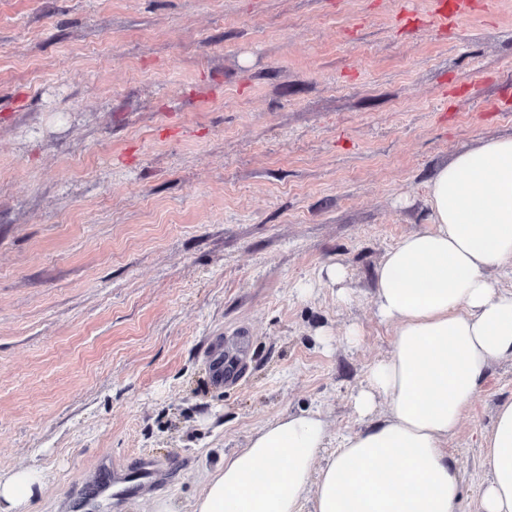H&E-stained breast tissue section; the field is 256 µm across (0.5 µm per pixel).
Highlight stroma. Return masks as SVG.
<instances>
[{
	"instance_id": "1",
	"label": "stroma",
	"mask_w": 512,
	"mask_h": 512,
	"mask_svg": "<svg viewBox=\"0 0 512 512\" xmlns=\"http://www.w3.org/2000/svg\"><path fill=\"white\" fill-rule=\"evenodd\" d=\"M436 6L0 0V473L42 472L27 512H79L100 458L137 455L178 467L87 512H192L281 415L320 411L332 449L359 429L394 340L376 267L439 168L512 136V0L442 28ZM212 339L244 346L239 383L213 385ZM509 399L511 360L448 440L463 507Z\"/></svg>"
}]
</instances>
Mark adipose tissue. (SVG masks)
<instances>
[{
	"mask_svg": "<svg viewBox=\"0 0 512 512\" xmlns=\"http://www.w3.org/2000/svg\"><path fill=\"white\" fill-rule=\"evenodd\" d=\"M428 204V228L375 271L372 302L394 341L352 397L361 428L330 452L320 413L280 416L205 474L193 512H460L446 444L489 367L512 361V289L489 278L512 268V137L458 152ZM483 466L473 512H512V400L496 410ZM42 484L34 468L0 475V512H20Z\"/></svg>",
	"mask_w": 512,
	"mask_h": 512,
	"instance_id": "ef3b65f1",
	"label": "adipose tissue"
}]
</instances>
